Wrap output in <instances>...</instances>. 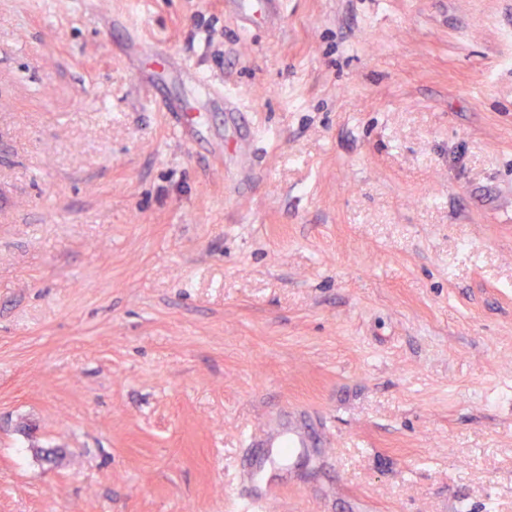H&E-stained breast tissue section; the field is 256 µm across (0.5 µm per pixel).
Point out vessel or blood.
Segmentation results:
<instances>
[{"instance_id": "b4317fda", "label": "vessel or blood", "mask_w": 512, "mask_h": 512, "mask_svg": "<svg viewBox=\"0 0 512 512\" xmlns=\"http://www.w3.org/2000/svg\"><path fill=\"white\" fill-rule=\"evenodd\" d=\"M284 0H224V9L243 27L255 23L277 29L283 18ZM160 69L180 68L190 83L194 95L188 99L164 102L167 112L179 113V133L185 137L195 136L199 119L194 103L198 100L220 101L225 111L231 112L233 126L246 124L247 119L234 102V97L223 84L202 80L199 72L190 67H178L175 58L160 52L155 56ZM331 439L320 431L318 422L307 412L292 409L272 412L263 427L249 434L246 448L236 463L237 480L225 483L226 497L234 500L237 512H267L270 503L276 501L282 490L270 471L305 448H327Z\"/></svg>"}]
</instances>
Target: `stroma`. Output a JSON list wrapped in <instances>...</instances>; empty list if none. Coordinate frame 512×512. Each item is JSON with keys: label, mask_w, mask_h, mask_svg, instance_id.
Wrapping results in <instances>:
<instances>
[{"label": "stroma", "mask_w": 512, "mask_h": 512, "mask_svg": "<svg viewBox=\"0 0 512 512\" xmlns=\"http://www.w3.org/2000/svg\"><path fill=\"white\" fill-rule=\"evenodd\" d=\"M285 404L272 512H512V0H0V512H230ZM283 3L284 0H225L224 11L245 29L259 22L275 30L283 18ZM160 69L169 70L179 68L182 75L190 83L194 95L192 98L178 101H165L159 106L165 112H180L181 121L178 124L179 133L185 137H195L200 124L198 116L194 113L193 102L198 100L220 101L224 103V112H233L232 125L237 132L240 125L249 126L244 112L234 102L235 98L224 83H216L212 80L203 81L199 72L191 67L182 66L175 58L166 53L158 52L155 56ZM236 112V113H235ZM246 443L236 462V483H229L224 475V493L234 500L238 512H265L279 498L283 486L274 482L269 470L302 448L330 447L331 439L307 412L289 409L272 412L260 430L246 437Z\"/></svg>", "instance_id": "stroma-1"}]
</instances>
